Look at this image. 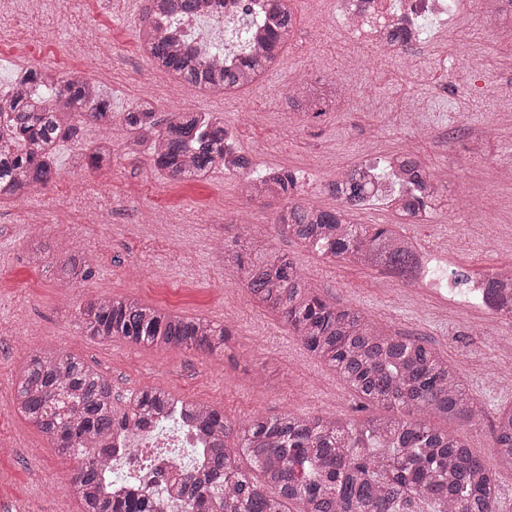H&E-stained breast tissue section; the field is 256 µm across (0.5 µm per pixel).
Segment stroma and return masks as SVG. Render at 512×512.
Wrapping results in <instances>:
<instances>
[{"instance_id":"obj_1","label":"stroma","mask_w":512,"mask_h":512,"mask_svg":"<svg viewBox=\"0 0 512 512\" xmlns=\"http://www.w3.org/2000/svg\"><path fill=\"white\" fill-rule=\"evenodd\" d=\"M52 10L26 17L18 30L40 31L39 44L15 40L0 55V94L27 69H70V57L92 45L110 46L109 70L96 82L112 102L115 123L81 124L61 142L58 174L45 191L0 202V512H80L71 491L74 461L57 456L49 437L24 420L14 405V382L29 353L68 349L112 381V396L154 385L176 398L206 402L234 422L253 413L359 420L384 414L344 388L334 373L291 336L280 318L250 301L241 280L225 277L216 244L234 223L257 224L273 252L288 255L322 297L360 309L404 336L425 340L458 372L479 410L476 424L434 420L456 434L499 472L497 512H512V470L500 467L491 428L499 408L512 406V319L417 288L386 270L328 262L279 235L274 217L284 202L245 199L239 177L216 170L207 179L180 182L157 170L149 154L126 155L120 116L143 99L158 118L174 112H219L253 169L283 168L298 180V196L323 208L336 199L326 185L338 169L366 157L408 149L448 188L430 221L403 232L424 252L446 261L449 275L480 280L512 257V97L491 107L481 85L512 89V32L459 15L447 33L468 61L454 74L438 65L437 47L425 49L413 72L372 65V49H336L331 20L335 0H294V37L262 83L230 95L192 91L159 71L137 45L141 6L130 0H54ZM330 74L357 96L316 119L288 107L291 87ZM412 95L409 115L371 111L375 99ZM112 143V165L78 170L77 149ZM45 250L31 263L34 242ZM96 256L94 276L67 287L55 276L64 252ZM133 296L185 317L230 326L235 338L223 356L149 348L124 340L99 342L76 325L87 296Z\"/></svg>"}]
</instances>
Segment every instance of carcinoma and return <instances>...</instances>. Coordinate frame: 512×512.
Segmentation results:
<instances>
[{
	"instance_id": "carcinoma-1",
	"label": "carcinoma",
	"mask_w": 512,
	"mask_h": 512,
	"mask_svg": "<svg viewBox=\"0 0 512 512\" xmlns=\"http://www.w3.org/2000/svg\"><path fill=\"white\" fill-rule=\"evenodd\" d=\"M209 0H145L139 40L152 63L185 85L234 91L251 85L277 64L294 32L290 0H264L263 29L234 66L224 64L220 43L181 46L154 17L171 20L210 16ZM335 85L303 83L288 96L291 106L318 117L336 101ZM110 124L112 107L101 88L82 73L30 70L12 93L0 96V201L43 190L57 177V143L73 137L77 124ZM128 155L148 145L152 163L172 179L203 180L222 168L243 176L251 199L286 201L275 216L280 233L328 260L382 267L401 278L415 274L413 242L393 224H356L350 215L366 206L369 182L385 186L386 200L404 224H421L443 196L444 181L415 155L349 166L327 183L339 206L322 208L295 198L296 179L282 168L251 173L224 119L213 112H174L158 120L145 101L126 112ZM112 162L106 141L80 151L74 166L101 169ZM257 230L237 228L224 239V267L241 278L248 294L279 316L309 352L349 390L391 411L359 422L294 412L255 413L234 424L224 411L146 387L125 405L112 401V383L81 356L67 350L33 352L15 380V402L24 419L50 436L60 457L78 463L72 490L82 512H170L157 495L116 497L102 484L112 449L103 444L115 427L138 429L177 405L209 448L203 470L176 468L184 484L183 512H496V472L456 434L428 419L477 422L478 413L458 373L425 341L392 333L359 310L324 299L299 275L287 255L256 260L239 248ZM95 264L81 250L59 258L56 277L78 286ZM78 324L98 341L223 354L231 332L221 324L145 305L127 297L92 296L79 306ZM233 443H228V440ZM492 443L500 465L512 469V407L499 411ZM246 458L256 475L243 471Z\"/></svg>"
}]
</instances>
